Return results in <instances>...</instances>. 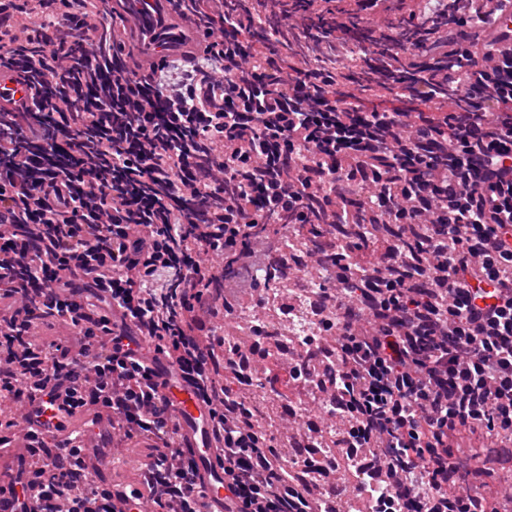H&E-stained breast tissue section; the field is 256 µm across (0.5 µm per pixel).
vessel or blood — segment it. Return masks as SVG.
<instances>
[{
	"label": "vessel or blood",
	"instance_id": "b4317fda",
	"mask_svg": "<svg viewBox=\"0 0 512 512\" xmlns=\"http://www.w3.org/2000/svg\"><path fill=\"white\" fill-rule=\"evenodd\" d=\"M109 12L113 38L129 52L137 74H146L151 63L169 56L191 60L201 47L193 24L173 12L168 0H110ZM25 95L18 75L0 73V112L14 111ZM126 342L153 365L157 393L168 401L177 427L178 446L196 462L194 484L203 494L205 512H225L224 467L216 459L219 442L211 428L210 405L200 398L194 384L181 377L176 358L156 353L148 336L134 329ZM54 391L51 409H43L37 400L29 405L32 429L15 432L14 449L27 448L35 436L59 444L81 432L85 416L70 407L69 384L55 383ZM99 428V434L86 436L88 449L81 457L85 471L96 477L112 466V452L100 441L101 435L112 432L111 414H102ZM110 491L114 512H145L151 498L149 479L142 469L133 470L130 479L113 480ZM36 498L37 487L24 461L12 452L0 454V512H31Z\"/></svg>",
	"mask_w": 512,
	"mask_h": 512
}]
</instances>
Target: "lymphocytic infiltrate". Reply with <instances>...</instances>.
Instances as JSON below:
<instances>
[{
	"label": "lymphocytic infiltrate",
	"mask_w": 512,
	"mask_h": 512,
	"mask_svg": "<svg viewBox=\"0 0 512 512\" xmlns=\"http://www.w3.org/2000/svg\"><path fill=\"white\" fill-rule=\"evenodd\" d=\"M368 2L169 0L205 45L141 77L108 0H0V72L37 91L0 118L1 449L64 378L75 407L119 417L114 448L145 435L155 506L202 512L153 369L113 344L136 326L213 403L233 512H324L282 483L264 429L210 372L225 272L274 256L281 226L320 224L332 285L311 345L336 356L318 407L345 422L337 456L360 452L389 488L382 512H512V57L494 51L512 0L493 17L476 0ZM256 17L276 36L252 63ZM351 27L369 37L340 83ZM377 83L450 109L366 110ZM377 211L394 236L348 238ZM33 445L32 512H113L83 447L63 466Z\"/></svg>",
	"instance_id": "1"
}]
</instances>
